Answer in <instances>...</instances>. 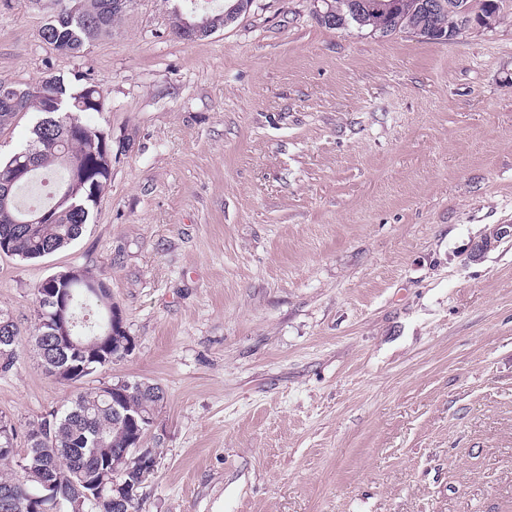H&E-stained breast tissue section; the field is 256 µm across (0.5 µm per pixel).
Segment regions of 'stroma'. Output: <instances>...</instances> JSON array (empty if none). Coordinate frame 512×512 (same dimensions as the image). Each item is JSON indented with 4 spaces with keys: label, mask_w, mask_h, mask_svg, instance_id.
<instances>
[{
    "label": "stroma",
    "mask_w": 512,
    "mask_h": 512,
    "mask_svg": "<svg viewBox=\"0 0 512 512\" xmlns=\"http://www.w3.org/2000/svg\"><path fill=\"white\" fill-rule=\"evenodd\" d=\"M135 0L70 55L55 0H0V81L97 83L112 178L82 236L0 254L22 331L70 269L110 288L131 355L79 382L20 345L0 415L118 379L166 401L144 512H512V12L444 43L253 0L193 42Z\"/></svg>",
    "instance_id": "1"
}]
</instances>
